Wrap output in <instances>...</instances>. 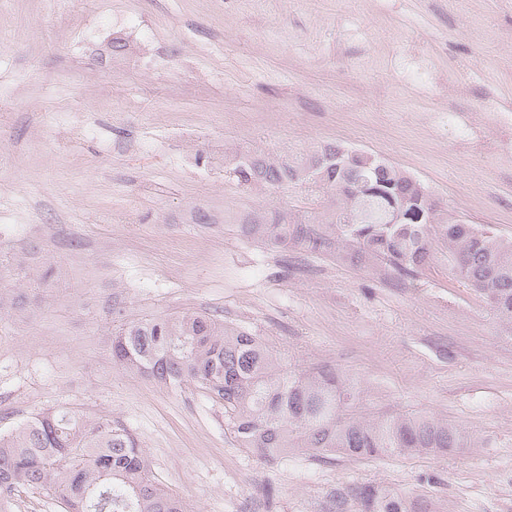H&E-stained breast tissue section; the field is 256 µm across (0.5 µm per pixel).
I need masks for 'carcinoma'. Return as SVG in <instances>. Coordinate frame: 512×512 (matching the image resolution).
Segmentation results:
<instances>
[{
  "instance_id": "cac0c4a2",
  "label": "carcinoma",
  "mask_w": 512,
  "mask_h": 512,
  "mask_svg": "<svg viewBox=\"0 0 512 512\" xmlns=\"http://www.w3.org/2000/svg\"><path fill=\"white\" fill-rule=\"evenodd\" d=\"M244 185L312 184L336 197L321 218L285 211L251 214L239 232L271 249L294 248L335 255L360 267L380 263L403 282L426 265L442 241L456 272L482 292L512 334V239L446 218H421L429 199L422 184L387 162L365 159L325 144L306 159L270 161L249 156L233 168ZM369 194L379 214L398 207L400 224L357 222L360 203L351 190ZM23 304L0 287V315ZM112 325V361L127 373L178 387L193 382L224 402V419L240 443L264 460L290 451L320 458L448 454L476 448L478 440L427 414L371 415L364 390L328 366L288 370L258 336L210 315L186 313ZM21 485L57 492L64 512H185L166 492L138 440L120 420L90 419L67 409H47L0 431V512ZM321 512H435L424 498L406 499L373 484H352L330 494Z\"/></svg>"
}]
</instances>
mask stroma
Wrapping results in <instances>:
<instances>
[{
  "label": "stroma",
  "mask_w": 512,
  "mask_h": 512,
  "mask_svg": "<svg viewBox=\"0 0 512 512\" xmlns=\"http://www.w3.org/2000/svg\"><path fill=\"white\" fill-rule=\"evenodd\" d=\"M326 143L512 238V0H0V256L64 271L0 317V429L57 407L121 419L187 512H319L360 482L437 512H512V336L447 253L400 284L240 235L248 213L333 196L240 185L234 158ZM115 307L214 315L289 369L347 372L369 411L432 413L480 445L265 462L223 402L113 364Z\"/></svg>",
  "instance_id": "35a3bbf8"
}]
</instances>
